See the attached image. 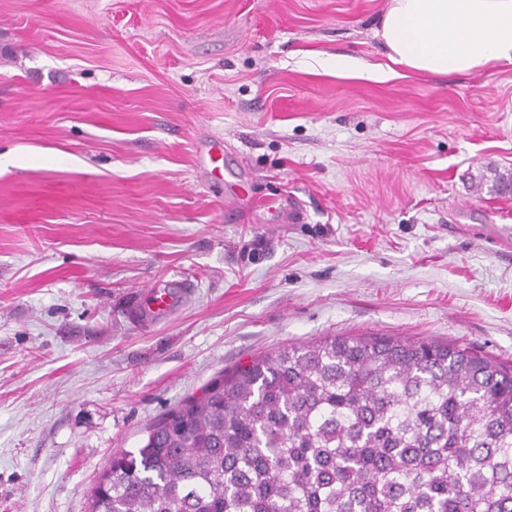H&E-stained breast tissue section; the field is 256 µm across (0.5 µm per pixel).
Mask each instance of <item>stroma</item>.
<instances>
[{
  "mask_svg": "<svg viewBox=\"0 0 512 512\" xmlns=\"http://www.w3.org/2000/svg\"><path fill=\"white\" fill-rule=\"evenodd\" d=\"M386 3L0 0V512H87L112 455L285 345L512 365V248L485 237L512 225L486 179L512 171V64L321 73L309 52L385 63ZM182 279L168 318L128 317Z\"/></svg>",
  "mask_w": 512,
  "mask_h": 512,
  "instance_id": "stroma-1",
  "label": "stroma"
}]
</instances>
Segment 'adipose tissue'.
Masks as SVG:
<instances>
[{
	"label": "adipose tissue",
	"mask_w": 512,
	"mask_h": 512,
	"mask_svg": "<svg viewBox=\"0 0 512 512\" xmlns=\"http://www.w3.org/2000/svg\"><path fill=\"white\" fill-rule=\"evenodd\" d=\"M374 34L386 49L376 79L401 71L469 75L512 64V0H389Z\"/></svg>",
	"instance_id": "adipose-tissue-1"
}]
</instances>
